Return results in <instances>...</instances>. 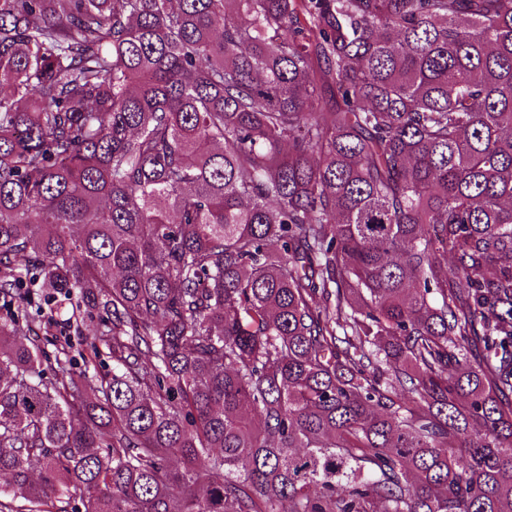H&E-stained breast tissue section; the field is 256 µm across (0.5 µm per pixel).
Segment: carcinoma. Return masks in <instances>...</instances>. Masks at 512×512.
Returning <instances> with one entry per match:
<instances>
[{
	"mask_svg": "<svg viewBox=\"0 0 512 512\" xmlns=\"http://www.w3.org/2000/svg\"><path fill=\"white\" fill-rule=\"evenodd\" d=\"M24 287L0 512H512V0H0ZM41 315L36 322L38 333L43 338L49 351L55 347L60 348V344L64 345L66 341L69 345L68 358L70 360V368L73 372L79 373L85 368V360L88 356V345L92 336V323L86 320L85 323L76 329V324L71 327L66 321H62L67 316L57 313L56 303L51 301L43 305ZM48 322L52 324L49 326ZM49 341V342H46Z\"/></svg>",
	"mask_w": 512,
	"mask_h": 512,
	"instance_id": "1",
	"label": "carcinoma"
}]
</instances>
